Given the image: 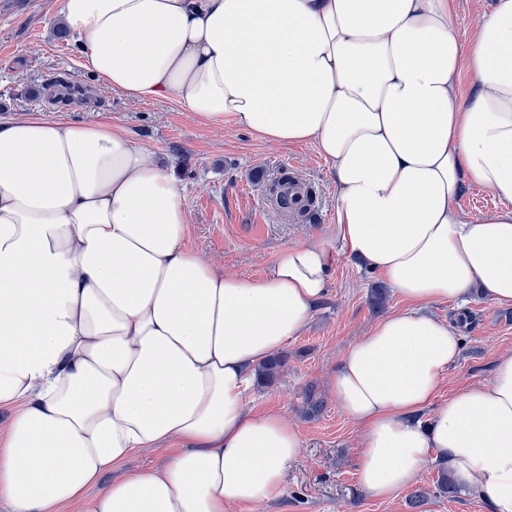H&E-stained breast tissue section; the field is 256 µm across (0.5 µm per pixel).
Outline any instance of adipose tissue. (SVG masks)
<instances>
[{
  "label": "adipose tissue",
  "instance_id": "adipose-tissue-1",
  "mask_svg": "<svg viewBox=\"0 0 512 512\" xmlns=\"http://www.w3.org/2000/svg\"><path fill=\"white\" fill-rule=\"evenodd\" d=\"M51 20L113 91L313 145L336 183V242L283 247L259 279L224 273L189 245L168 165L111 121L40 111L0 124L10 512H227L276 497L301 434L248 409V377L302 333L340 255L410 304L333 379L363 429V487L390 496L441 460L460 488L512 512V354L489 384L434 405L461 340L424 312L475 287L512 303V0L467 40L449 0H59ZM469 185L500 209L463 216ZM176 441L163 466L126 470Z\"/></svg>",
  "mask_w": 512,
  "mask_h": 512
}]
</instances>
